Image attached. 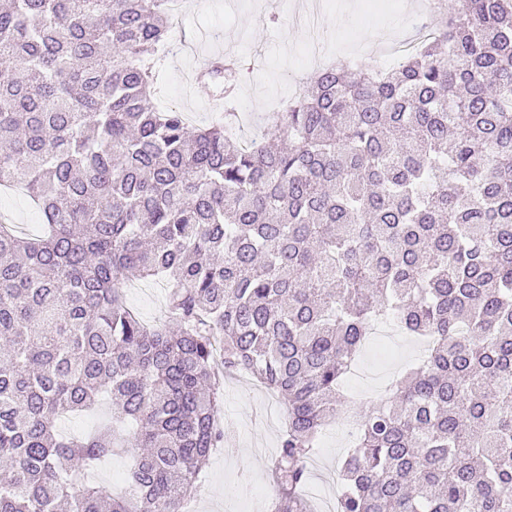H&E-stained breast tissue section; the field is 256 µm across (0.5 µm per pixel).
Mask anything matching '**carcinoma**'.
I'll return each instance as SVG.
<instances>
[{
    "instance_id": "cac0c4a2",
    "label": "carcinoma",
    "mask_w": 512,
    "mask_h": 512,
    "mask_svg": "<svg viewBox=\"0 0 512 512\" xmlns=\"http://www.w3.org/2000/svg\"><path fill=\"white\" fill-rule=\"evenodd\" d=\"M390 72L330 65L242 142L154 97L169 0L0 4V512H183L224 443L227 372L284 401L272 512L354 403L371 327L428 341L357 413L336 512H512V0H437ZM231 95L236 62L210 60ZM168 282L170 319L129 307ZM111 400L77 438L58 421ZM132 455L130 492L88 480ZM30 198L22 194H0V216L3 213L11 215L17 224L26 229L24 235L35 237L43 232L42 218L32 207ZM136 284L137 288H129ZM127 302L137 310L140 318L152 323L164 317L166 313V296L168 285L163 280H133L124 285Z\"/></svg>"
}]
</instances>
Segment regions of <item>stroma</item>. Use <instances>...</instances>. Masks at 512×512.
<instances>
[{
	"label": "stroma",
	"instance_id": "obj_1",
	"mask_svg": "<svg viewBox=\"0 0 512 512\" xmlns=\"http://www.w3.org/2000/svg\"><path fill=\"white\" fill-rule=\"evenodd\" d=\"M281 0H185V8L173 21L171 40L180 42L179 51L163 54L158 102L184 112L190 124L222 121L224 109L237 113L234 133L250 137L266 125L268 112L279 100L301 92L315 70L299 52L308 41L305 26L296 21L272 22L281 16ZM401 0H338L326 8L321 18L326 62L354 66L362 52L384 56L396 43L411 40L412 26L404 24ZM224 30L223 42L208 38L210 28ZM240 55L248 71L234 96L225 102L210 99L211 85L191 89L189 78L219 53L221 43ZM168 285L165 281H138L126 289L128 303L147 323L164 317ZM420 342L400 336L395 352L380 365L370 350H363L357 372L345 381L347 394L364 406L377 403L390 379L420 360ZM286 417V406L275 394L250 378L224 382V401L219 420L224 428V444L213 450L201 472L202 491L196 500L197 512H236L239 501L254 499V512H267L274 496L269 479L271 463ZM346 421L336 419L326 428L315 452L316 465L304 492L324 512L326 497L336 493V475L347 451Z\"/></svg>",
	"mask_w": 512,
	"mask_h": 512
}]
</instances>
